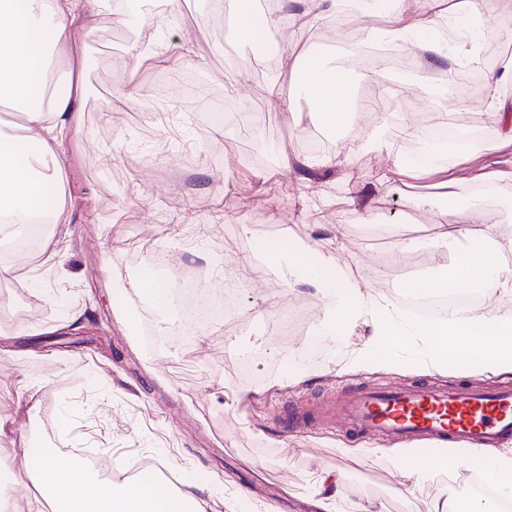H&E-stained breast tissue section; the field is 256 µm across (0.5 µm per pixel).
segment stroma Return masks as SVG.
<instances>
[{"mask_svg":"<svg viewBox=\"0 0 512 512\" xmlns=\"http://www.w3.org/2000/svg\"><path fill=\"white\" fill-rule=\"evenodd\" d=\"M203 13L201 0H178L159 12H87L73 28L86 42V93L82 129L64 137L68 221L51 226V246L0 258V459L11 462L37 441L113 469L131 461L157 480L172 476L174 490H192L206 512H314L316 476L336 469L345 475V512L359 503L372 512H424L429 500L461 499V485L474 478L464 468L433 471L405 492L403 443L381 442L372 455L366 438L282 428L284 403L417 374L353 370L372 333L363 323L321 337L310 352L324 318L314 289L289 280L287 260L246 266L241 258L256 238L315 241L344 279L400 305L407 282L436 267L432 242L444 214L463 205L467 188L512 170L500 123L483 118L487 80L501 64L451 106L459 125L487 126V138L410 168L397 131L419 133L443 120L441 71L470 73L481 45L457 39L428 56L419 46L435 33L392 38L388 9L358 7L346 24L331 13L313 24L318 56L301 31L277 27L285 50L260 77L249 60L253 45L236 42L239 59L229 60L219 19L202 22ZM352 32L409 59L411 75L344 68ZM156 34L168 65L134 53ZM315 57L345 70L354 117L327 151L308 153L302 141L318 120L296 67ZM131 67L135 85L119 92ZM174 72L231 100L238 122H201ZM228 267L239 272L234 317L187 342L172 335L183 323L179 308L156 313L134 291L144 270L174 277L190 269L220 304ZM116 288L130 292L136 329L112 310ZM295 305L299 330L275 335L280 312ZM28 324L35 335H18Z\"/></svg>","mask_w":512,"mask_h":512,"instance_id":"obj_1","label":"stroma"}]
</instances>
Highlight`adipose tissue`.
I'll use <instances>...</instances> for the list:
<instances>
[{"instance_id":"ef3b65f1","label":"adipose tissue","mask_w":512,"mask_h":512,"mask_svg":"<svg viewBox=\"0 0 512 512\" xmlns=\"http://www.w3.org/2000/svg\"><path fill=\"white\" fill-rule=\"evenodd\" d=\"M495 0H459L452 19L437 12H412L413 0H391L400 26L397 36L426 26L440 31L454 25L468 36L470 21ZM234 22L230 38L254 42L276 25V18L256 12L251 0H232ZM111 0H0V106L17 113L21 133L0 131V221L48 214L54 224L67 221L63 203L54 201L61 160L58 134L79 130L85 96V43L73 38L75 20L85 12L111 9ZM302 93L312 102L323 126L332 128L346 117L348 85L333 69L316 64L302 74ZM483 201H468L450 211L435 244L454 255L441 272L412 280L413 293L444 294L456 285L499 295L504 308L488 313L477 307L449 312L438 319H417L386 307L357 284L337 276L336 265L316 246L294 253L293 261L324 302L321 333L338 336L359 322L370 323L372 337L354 359L357 367H448L492 376L512 373V268L502 254L512 250V224L483 225L478 216ZM23 466L8 483H0V502L13 499V487L32 480L35 493L28 512L49 503L52 512H205L192 493L175 492L143 474L135 478H100L81 458L63 456L36 445L22 449ZM481 469L490 478L497 499L512 502V448L460 452L440 447L426 456L409 450L401 472L419 483L427 470L447 469L449 461Z\"/></svg>"}]
</instances>
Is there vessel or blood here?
<instances>
[{
	"label": "vessel or blood",
	"mask_w": 512,
	"mask_h": 512,
	"mask_svg": "<svg viewBox=\"0 0 512 512\" xmlns=\"http://www.w3.org/2000/svg\"><path fill=\"white\" fill-rule=\"evenodd\" d=\"M312 412L318 425L369 439L496 448L512 437V383L493 387L431 381L383 387L358 383L330 391L318 403L304 398L283 406L281 417L289 430L300 431Z\"/></svg>",
	"instance_id": "vessel-or-blood-1"
}]
</instances>
